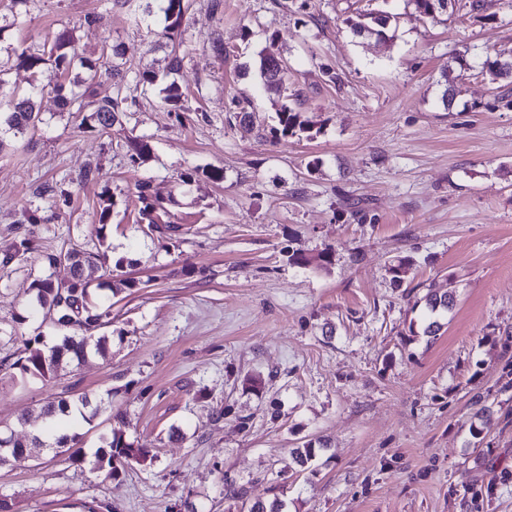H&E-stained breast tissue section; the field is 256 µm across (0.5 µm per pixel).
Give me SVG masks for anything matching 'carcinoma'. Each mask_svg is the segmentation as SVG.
Returning a JSON list of instances; mask_svg holds the SVG:
<instances>
[{"instance_id":"1","label":"carcinoma","mask_w":512,"mask_h":512,"mask_svg":"<svg viewBox=\"0 0 512 512\" xmlns=\"http://www.w3.org/2000/svg\"><path fill=\"white\" fill-rule=\"evenodd\" d=\"M158 12L162 17V35L167 39H174L181 34L186 7L184 0H156ZM376 25L378 33L387 35L388 19L377 18L373 13L359 15V20L350 24L352 32H357L364 26ZM77 58V52L72 35L61 31L55 36L52 44L44 49L32 46L26 47L17 53L19 65L31 70L35 74L34 83L22 93L7 89L5 81L0 79V97L7 98V110L4 123L9 131L22 132L26 129L36 130L41 123L39 113L36 112L35 101L37 97L50 89L60 98L63 109L69 112H84L91 109L86 120L94 123L100 134H107L118 121L119 107L127 98L116 97L103 99L93 104L89 101L92 87L97 75H108L117 87L127 82V75L116 65H106L89 59H80V63L87 70V76L75 87L55 78H44L45 67L49 66L57 71L70 66ZM497 59L486 58L482 63L481 73L491 83H498L509 79V74L496 67ZM266 63L259 60V76L262 84L268 91H273L283 97L276 112V123L270 127L271 138L280 142L290 137L311 132L313 121L297 111L288 102L286 91V77H269L265 74ZM150 144L143 139L128 141V157L134 163H140L150 154ZM138 199L142 204L139 209V219L147 221L154 227L156 233L165 238H172L180 225L165 220L169 215L164 202L153 197L150 184L142 182L138 185ZM111 203H106L100 211L98 228L99 249L95 251L78 250L71 248L67 251L47 252L41 255L46 269H52L56 262L66 260L71 276L66 283H55L51 276L46 275L31 283L30 305L55 310L60 316L67 319V327L56 336L53 343L43 341V337L31 336L22 338V346L18 349L15 359H5L0 362V371L16 370L23 377L37 378L42 381H51L66 371L71 365H78L91 354L104 355L108 352L111 337L106 329L112 326V302L110 296L101 294L108 289L111 296L117 295L124 288H135L138 281L129 280L120 283V287L112 288L106 282L91 285L85 276V269L96 266L108 258L109 245L106 244L104 230L110 218ZM36 249L33 240L22 238L12 244L3 258L8 263L14 257ZM289 260L301 266H315L325 269L331 264V251L325 250L315 256H309L296 251L289 255ZM456 306V290L453 288H439L430 285L426 292L416 298L414 307L421 309L420 317L409 325L410 337H435L444 326V321ZM472 404L477 406L474 417L479 425L472 428L473 434L480 435L483 428L491 423L490 407L483 404V396L476 394ZM100 413V407L92 404L85 395L72 398L61 396L45 401L40 407V416L49 420L57 415L65 416V423L75 426L83 421L87 424L93 422ZM16 448H25L27 453L0 454V466L21 464L33 457V452L39 447L38 439L29 443L16 441ZM320 449L315 443L309 441L303 447L296 449L292 460L299 466H304L315 458ZM72 458L79 462H87L92 469L105 474L107 478H116L132 462L143 463L152 459V450L130 441L126 436L116 430L101 436L100 445L89 454L78 449Z\"/></svg>"}]
</instances>
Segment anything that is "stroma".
I'll return each instance as SVG.
<instances>
[{
  "instance_id": "stroma-1",
  "label": "stroma",
  "mask_w": 512,
  "mask_h": 512,
  "mask_svg": "<svg viewBox=\"0 0 512 512\" xmlns=\"http://www.w3.org/2000/svg\"><path fill=\"white\" fill-rule=\"evenodd\" d=\"M186 5L172 42L107 0H30L21 14L0 0L9 88L33 79L17 52L66 27L90 59L120 46L129 78L110 135L48 91L38 129L0 143V254L23 236L38 247L0 263V360L21 345L19 313L25 335L55 336L52 315L29 307L30 285L49 272L42 253L96 249L104 199L113 277L139 281L112 300L107 357L48 382L0 376V427L45 435L41 404L74 391L111 399L116 414L89 425L84 450L116 428L154 454L113 480L45 451L0 466V497L13 512H249L275 499L285 512H512V84L481 74L486 57L512 52V0L434 21L406 0ZM378 10L396 17L391 40L345 23ZM266 49L286 64L311 136L273 143L280 101L257 75ZM458 53L468 67L447 106L442 74ZM147 70L156 85L136 84ZM172 82L179 113L161 93ZM241 110L252 127L236 122ZM132 138L152 146L143 163L126 155ZM194 169L199 180L182 183ZM144 181L175 198L173 239L138 223ZM327 248L325 269L290 260ZM404 258L403 288L458 291L435 339L408 338L419 312L389 273ZM476 394L495 411L477 437ZM311 440L322 451L290 470L292 449Z\"/></svg>"
}]
</instances>
